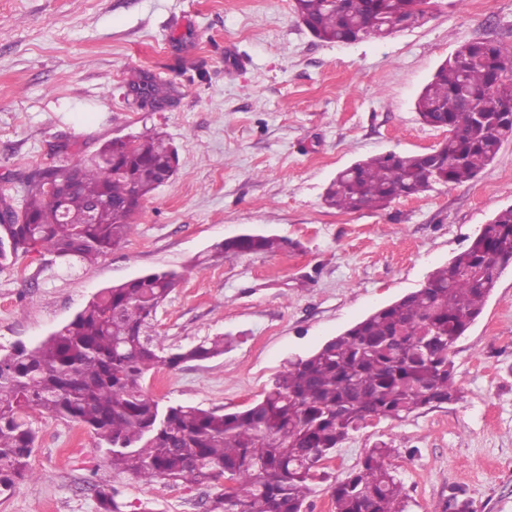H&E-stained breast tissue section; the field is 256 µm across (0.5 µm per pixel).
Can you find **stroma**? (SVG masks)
I'll list each match as a JSON object with an SVG mask.
<instances>
[{
  "instance_id": "35a3bbf8",
  "label": "stroma",
  "mask_w": 512,
  "mask_h": 512,
  "mask_svg": "<svg viewBox=\"0 0 512 512\" xmlns=\"http://www.w3.org/2000/svg\"><path fill=\"white\" fill-rule=\"evenodd\" d=\"M294 0H0V202L15 179L107 141L158 127L179 151L174 177L144 200L128 241L65 273L32 251L0 265V353L35 346L99 291L159 270L181 273L157 313L168 344L221 334L206 361L147 373L161 405L226 412L261 399L288 359L304 356L420 288L512 205V140L475 179L342 213L322 195L341 169L373 155L425 152L447 133L415 103L463 43L490 38L512 54V0H434L421 26L352 43L315 39ZM168 83L163 108L129 92L131 70ZM247 231L287 240L274 254L208 267L195 259ZM461 398L354 433L316 482L308 512H334L330 486L368 448L390 444L407 512H444L448 490L474 512H512V268L451 350ZM34 478L0 512H98L114 489L124 512H207L217 484H149L101 467L96 438L31 412Z\"/></svg>"
}]
</instances>
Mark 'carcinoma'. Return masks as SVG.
<instances>
[{
    "instance_id": "obj_1",
    "label": "carcinoma",
    "mask_w": 512,
    "mask_h": 512,
    "mask_svg": "<svg viewBox=\"0 0 512 512\" xmlns=\"http://www.w3.org/2000/svg\"><path fill=\"white\" fill-rule=\"evenodd\" d=\"M420 2L294 0V11L316 39L345 43L422 24L429 12ZM128 85L159 106L169 98L165 83L142 72ZM416 109L448 138L425 153L389 152L342 169L324 191L328 208L384 210L401 196L477 177L512 139V57L494 40L460 45L423 88ZM177 165L171 143L147 132L112 140L93 159L22 177L21 209L0 210V261L42 250L67 272L94 263L128 240L143 200ZM287 245L275 235L243 233L214 244L197 264ZM508 267L512 206L421 288L288 361L262 399L233 413L164 408L140 384L151 370L209 360L234 342L222 335L173 348L157 335V312L179 286L178 272L156 270L105 288L36 347L0 354V496L33 476L35 433L26 417L39 410L92 432L101 465L114 473L142 482H230L208 512H304L313 483L327 478L325 462L352 433L459 399L451 348ZM393 452L374 444L358 469L330 487L335 512H405L403 484L387 464ZM98 503L99 512H122L110 491L99 492ZM447 509L472 512V503L452 488Z\"/></svg>"
}]
</instances>
